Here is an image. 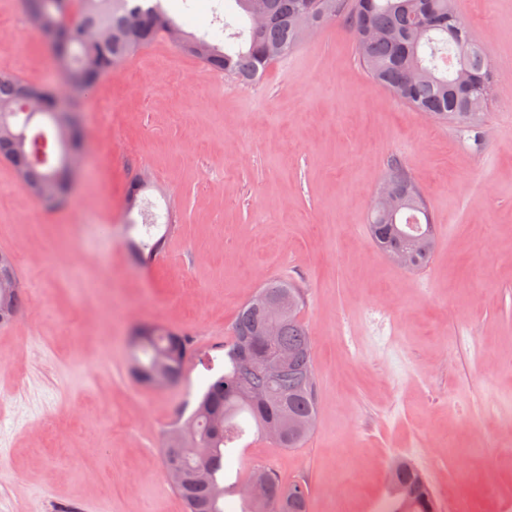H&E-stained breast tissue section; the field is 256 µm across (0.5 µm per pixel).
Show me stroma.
I'll return each mask as SVG.
<instances>
[{
	"instance_id": "stroma-1",
	"label": "stroma",
	"mask_w": 512,
	"mask_h": 512,
	"mask_svg": "<svg viewBox=\"0 0 512 512\" xmlns=\"http://www.w3.org/2000/svg\"><path fill=\"white\" fill-rule=\"evenodd\" d=\"M214 0H167L223 41ZM495 84L478 133L420 120L377 88L339 22L243 87L158 38L73 107L87 137L68 201L49 207L0 161V251L25 311L0 327V512H186L159 445L207 385L210 356L267 279L301 288L319 411L299 448L248 435L225 473L306 481L309 512H380L394 461L439 501L512 502V0H457ZM0 72L62 81L21 0H0ZM421 188L437 246L394 265L367 217L391 160ZM177 228L139 271L131 180ZM191 336L181 383L137 380L131 329Z\"/></svg>"
}]
</instances>
